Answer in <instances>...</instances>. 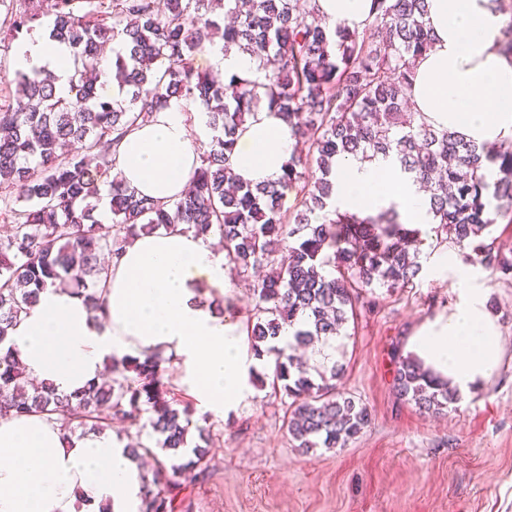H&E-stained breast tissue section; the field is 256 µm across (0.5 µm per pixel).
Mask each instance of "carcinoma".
<instances>
[{"instance_id": "carcinoma-1", "label": "carcinoma", "mask_w": 512, "mask_h": 512, "mask_svg": "<svg viewBox=\"0 0 512 512\" xmlns=\"http://www.w3.org/2000/svg\"><path fill=\"white\" fill-rule=\"evenodd\" d=\"M306 2L40 0L51 18L49 38L70 51L67 94L57 92L46 69L9 73L0 63V221L12 225L0 238V414H56L71 431L99 433L114 419L149 428L155 445L128 449L135 459L155 446L176 458L197 429L204 445L143 486L142 512H175L187 484L207 477L212 434L197 425L193 402L175 399L157 350L110 358L111 380L73 396L28 385L6 342L47 287L72 289L102 318L107 258L120 256L133 237L180 225L219 236L225 260L253 296L251 352L274 356L273 389L290 400L288 436L307 454L346 447L371 413L339 388L343 365L325 356L310 367L296 351L356 321L363 295L407 288L422 273V230L403 224L396 209L363 216L333 206L340 160L393 157L429 193L435 239L448 232L464 262L512 276V251L492 237L496 224L512 223V140L477 144L411 108L413 61L434 40L428 0H372L374 22L362 31L329 25ZM215 3L236 21L221 24ZM31 4L0 0V25L32 29ZM217 38L224 54L246 53L256 69L227 77L198 72L196 56ZM110 42L112 93L87 77ZM172 100L203 111L211 136L199 141L192 188L166 204L111 172L126 135ZM262 104L287 121L302 149L277 181L251 184L235 176L229 157ZM104 186L107 226L96 217ZM292 194L302 210L288 206ZM264 267L263 277L252 278ZM287 327L294 328L288 348L271 345ZM392 381L397 398L425 414H441L459 399L411 353L396 356Z\"/></svg>"}]
</instances>
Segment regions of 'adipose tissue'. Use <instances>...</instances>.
Here are the masks:
<instances>
[{"label":"adipose tissue","instance_id":"ef3b65f1","mask_svg":"<svg viewBox=\"0 0 512 512\" xmlns=\"http://www.w3.org/2000/svg\"><path fill=\"white\" fill-rule=\"evenodd\" d=\"M434 47L417 60L411 101L427 123L476 143L512 139V59L499 50L501 17L491 0H429ZM331 22L361 30L371 0H316ZM16 65L49 68L67 93L72 66L65 45L40 34L22 41ZM295 148L285 121L260 107L240 132L229 163L251 183L276 181ZM199 166L179 102L132 130L117 170L140 193L164 202L184 192ZM336 207L375 213L396 207L403 220L431 219L424 194L389 158L342 161ZM453 274L459 300L448 315L419 327L409 348L461 396L481 387L499 365L501 334L487 291L451 252L428 268ZM224 253L182 229L134 237L112 261L106 319L97 322L81 297L47 289L10 332L27 375L71 395L100 383L111 356L144 349L175 354L192 394L216 412L239 405L249 391L252 359L238 324L203 303L205 289L228 292ZM145 478L111 431L66 434L57 416L0 417V512H138Z\"/></svg>","mask_w":512,"mask_h":512}]
</instances>
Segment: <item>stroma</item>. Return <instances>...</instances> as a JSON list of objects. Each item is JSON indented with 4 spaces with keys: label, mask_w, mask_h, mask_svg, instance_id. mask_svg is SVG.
<instances>
[{
    "label": "stroma",
    "mask_w": 512,
    "mask_h": 512,
    "mask_svg": "<svg viewBox=\"0 0 512 512\" xmlns=\"http://www.w3.org/2000/svg\"><path fill=\"white\" fill-rule=\"evenodd\" d=\"M502 336L497 370L469 397L431 416L399 401L392 369L410 335L447 314L453 277L421 276L377 289L337 350L343 391L362 401L370 426L343 448L300 454L286 434V405L252 385L228 414L209 417L207 478L185 491L183 512H512V277L477 268Z\"/></svg>",
    "instance_id": "obj_1"
}]
</instances>
